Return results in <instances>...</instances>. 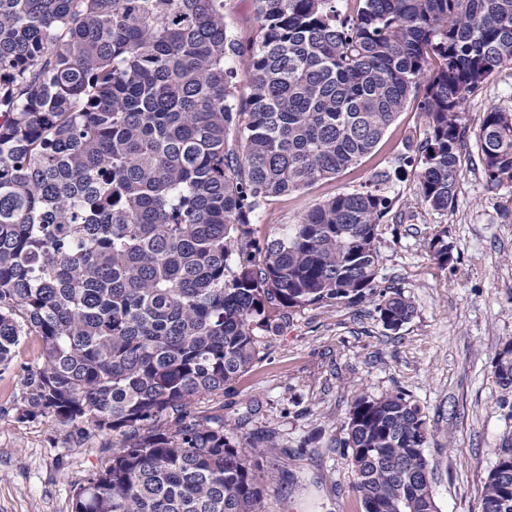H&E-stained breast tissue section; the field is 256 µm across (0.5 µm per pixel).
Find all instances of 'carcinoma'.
Listing matches in <instances>:
<instances>
[{
	"label": "carcinoma",
	"instance_id": "obj_1",
	"mask_svg": "<svg viewBox=\"0 0 512 512\" xmlns=\"http://www.w3.org/2000/svg\"><path fill=\"white\" fill-rule=\"evenodd\" d=\"M243 44L226 0H0V365L24 335L19 418L121 437L73 512H261L265 465L224 422L192 415L247 373L256 331L285 311L379 296L378 188L329 197L273 236L266 202L354 167L419 98L424 143L402 158L417 193L456 200L463 105L512 62V0H254ZM439 60L429 69V57ZM246 61L237 95L231 58ZM485 183H512V113L477 133ZM445 268L446 232L428 242ZM512 387V341L494 360ZM345 447L364 512H438L420 407L357 394ZM479 512H512V436Z\"/></svg>",
	"mask_w": 512,
	"mask_h": 512
}]
</instances>
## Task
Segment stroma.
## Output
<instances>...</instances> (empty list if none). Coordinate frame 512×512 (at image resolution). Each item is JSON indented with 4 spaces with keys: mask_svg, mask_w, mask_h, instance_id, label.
Here are the masks:
<instances>
[{
    "mask_svg": "<svg viewBox=\"0 0 512 512\" xmlns=\"http://www.w3.org/2000/svg\"><path fill=\"white\" fill-rule=\"evenodd\" d=\"M492 107L512 112V63L464 103L457 199L447 212L419 202L416 171L401 161L425 137L414 101L358 165L265 204L262 234L390 174L378 283L398 289L415 312L389 330L372 301L290 310L276 330L261 334L252 369L196 405L199 416L224 421L238 439L258 443L266 462L279 464L265 480L263 512H363L344 421L356 393L398 389L420 406L431 433L426 453L439 512H478L480 488L512 433V391L493 375L496 351L512 339V185L487 189L476 141ZM441 231L455 257L444 269L425 249ZM41 361L39 338L25 336L9 366H0V512H72L76 488L110 457L100 437L80 441L51 418H19L22 369Z\"/></svg>",
    "mask_w": 512,
    "mask_h": 512,
    "instance_id": "35a3bbf8",
    "label": "stroma"
}]
</instances>
